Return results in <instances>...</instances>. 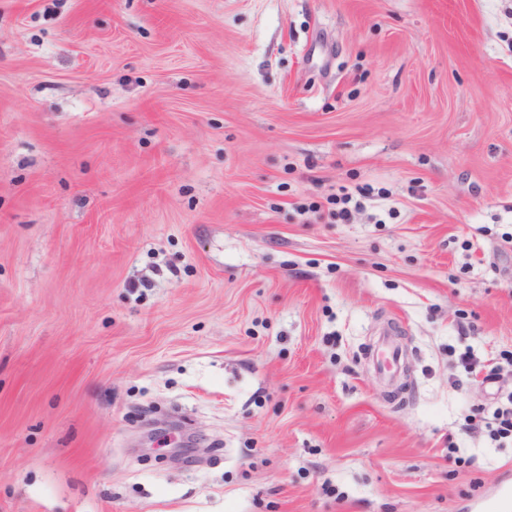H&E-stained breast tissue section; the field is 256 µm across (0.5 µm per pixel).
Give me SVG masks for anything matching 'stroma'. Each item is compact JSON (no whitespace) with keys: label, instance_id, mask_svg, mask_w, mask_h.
I'll return each instance as SVG.
<instances>
[{"label":"stroma","instance_id":"obj_1","mask_svg":"<svg viewBox=\"0 0 512 512\" xmlns=\"http://www.w3.org/2000/svg\"><path fill=\"white\" fill-rule=\"evenodd\" d=\"M468 350L512 351V0H0V512L492 507Z\"/></svg>","mask_w":512,"mask_h":512}]
</instances>
